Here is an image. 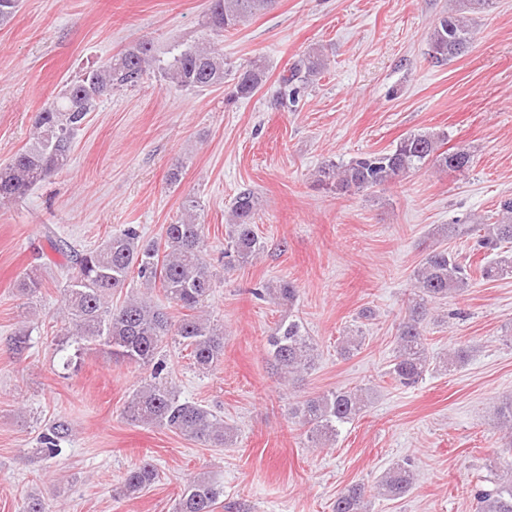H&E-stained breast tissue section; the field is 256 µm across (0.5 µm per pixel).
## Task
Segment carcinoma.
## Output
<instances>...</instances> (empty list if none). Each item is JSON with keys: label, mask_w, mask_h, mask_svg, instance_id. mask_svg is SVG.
Listing matches in <instances>:
<instances>
[{"label": "carcinoma", "mask_w": 512, "mask_h": 512, "mask_svg": "<svg viewBox=\"0 0 512 512\" xmlns=\"http://www.w3.org/2000/svg\"><path fill=\"white\" fill-rule=\"evenodd\" d=\"M274 0H210L205 21L217 36L238 29L253 16L269 9ZM489 3V0H459L452 12L445 11L433 23L428 39V56L436 64H446L466 51L473 39L467 14ZM327 63L320 54L304 55L279 78L281 102L296 100L305 89L306 80L320 75ZM187 91L203 90L224 83V57L214 43L204 40L173 48L170 59L155 55L152 42L142 39L112 61L90 70L65 86L50 106L34 119L32 143L17 152L0 167V200L18 201L49 175L66 168L73 153L76 133L89 113L96 110L102 98L114 90L137 86L149 71ZM266 80V68L253 60L242 68L233 95L245 98L255 93ZM447 134L410 133L388 151L367 153L347 163L329 162L317 171L319 185L339 195H355L385 184L401 181L407 174L426 166L442 171H464L471 166V155L463 150L444 149ZM198 202L188 197L183 202L185 217L163 227L160 241L140 242L138 229L129 225L109 235L98 246L75 251V267L63 288L65 318L73 336L74 353L66 356V364L79 357L90 344L107 348L114 360L139 368L151 369L150 380L128 399L124 416L142 424L178 433L211 448H222L233 441V428L211 410L196 402L180 399L175 387L163 376L164 361L158 358L168 342L189 351L200 370L216 366L224 356V329L204 315L205 303L211 295L215 274L204 257V225L194 214ZM503 221L482 224L476 250L494 252V258L476 268L460 262L448 248L435 247L422 259L414 274V298L396 326L395 349L388 371L399 386L413 387L430 370L431 358L426 336L432 319L431 303L445 300L469 286L472 271L485 279L512 278V253L504 245L512 244V197L499 202ZM257 210L255 193L244 188L234 198L230 209V230L224 247V266L247 263L262 250L263 244L254 230ZM150 288L160 285L168 303L184 310L172 321L164 308L146 296L123 295L132 271ZM270 294L279 301L293 303L297 290L288 281L269 283L258 295ZM116 295L123 296L117 303ZM363 336H344L337 353L348 357L361 348ZM269 353L283 377L297 381L313 369L316 344L306 335L300 322L281 321L271 332ZM467 359V351L458 347L448 352L439 368L451 373ZM369 401L363 388L336 389L310 396L291 410L309 426L308 442L321 448L333 441L341 429L361 415ZM496 418L501 427L512 433V396L499 403ZM67 437V426L58 421L45 426L38 437L39 447L32 453L50 460L63 452L61 442ZM158 478L156 467L142 461L129 468L123 477V489L136 493L152 486ZM414 475L411 464L398 463L378 481V494L400 498L411 489ZM370 489L355 484L340 493L332 512H366ZM223 488L215 481L199 476L188 482L174 506V512H216ZM479 512H512V478L479 488L475 492ZM19 512H47L45 498L30 494Z\"/></svg>", "instance_id": "cac0c4a2"}]
</instances>
